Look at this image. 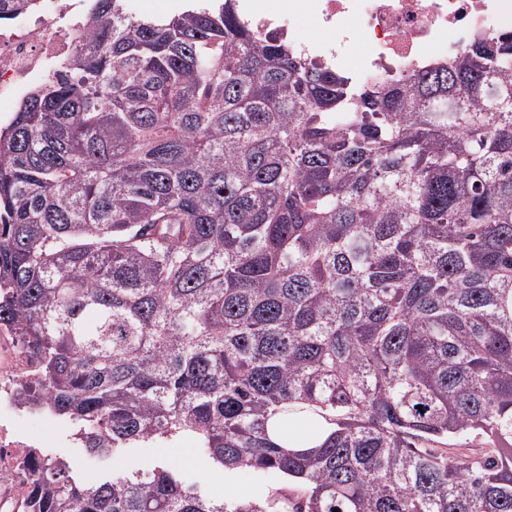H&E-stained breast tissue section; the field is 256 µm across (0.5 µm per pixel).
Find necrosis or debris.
I'll list each match as a JSON object with an SVG mask.
<instances>
[{"label": "necrosis or debris", "instance_id": "necrosis-or-debris-1", "mask_svg": "<svg viewBox=\"0 0 512 512\" xmlns=\"http://www.w3.org/2000/svg\"><path fill=\"white\" fill-rule=\"evenodd\" d=\"M85 0H47L39 15L0 24V98L16 100L31 85L56 79L84 31ZM259 34L288 41L302 55L354 63L359 80L403 77L420 66L447 62L467 41L512 25V0H236ZM311 18L320 39L297 37L295 23ZM35 374V359L19 336L0 325V512H25L33 470L51 464L41 450L51 420L18 398ZM33 421L39 431L23 429Z\"/></svg>", "mask_w": 512, "mask_h": 512}]
</instances>
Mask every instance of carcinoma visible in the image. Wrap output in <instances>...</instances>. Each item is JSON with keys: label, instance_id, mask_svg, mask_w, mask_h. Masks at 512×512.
I'll list each match as a JSON object with an SVG mask.
<instances>
[{"label": "carcinoma", "instance_id": "carcinoma-1", "mask_svg": "<svg viewBox=\"0 0 512 512\" xmlns=\"http://www.w3.org/2000/svg\"><path fill=\"white\" fill-rule=\"evenodd\" d=\"M1 323L91 455L190 436L298 489L58 461L32 512H512V32L363 86L234 0H93L0 130ZM297 404L336 426L306 453L267 436ZM136 3L139 6L138 14L170 16L180 12L186 2L184 0H136ZM172 4H177V6H172Z\"/></svg>", "mask_w": 512, "mask_h": 512}]
</instances>
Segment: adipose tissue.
I'll return each mask as SVG.
<instances>
[{
  "label": "adipose tissue",
  "instance_id": "1",
  "mask_svg": "<svg viewBox=\"0 0 512 512\" xmlns=\"http://www.w3.org/2000/svg\"><path fill=\"white\" fill-rule=\"evenodd\" d=\"M332 430V424L309 410L291 415L278 414L268 423L270 438L294 453H305L319 447Z\"/></svg>",
  "mask_w": 512,
  "mask_h": 512
}]
</instances>
